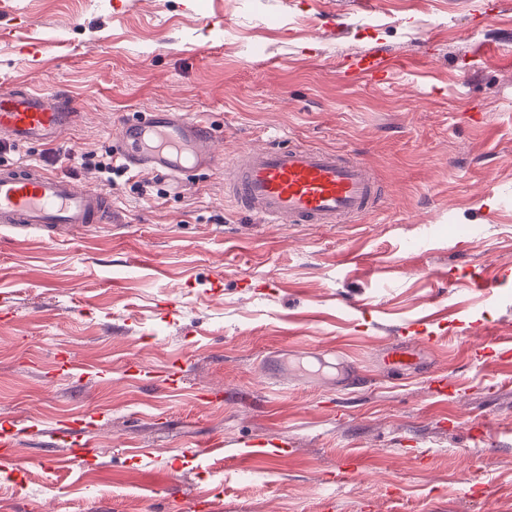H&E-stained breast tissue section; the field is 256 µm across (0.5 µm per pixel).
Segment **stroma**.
<instances>
[{
    "mask_svg": "<svg viewBox=\"0 0 512 512\" xmlns=\"http://www.w3.org/2000/svg\"><path fill=\"white\" fill-rule=\"evenodd\" d=\"M373 50L386 80L342 78ZM1 85L78 114L57 152L11 144L0 166L99 185L81 154L164 107L221 129L226 157L354 155L384 195L352 224H263L223 167L134 172L112 223L0 232V512H512V359L468 358L470 325L512 342V0H0ZM429 314L450 330L426 371L388 374L382 351ZM308 352L330 366L274 376L269 357ZM73 424L92 461L70 459ZM248 441L242 475L224 457Z\"/></svg>",
    "mask_w": 512,
    "mask_h": 512,
    "instance_id": "obj_1",
    "label": "stroma"
}]
</instances>
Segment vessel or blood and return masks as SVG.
Listing matches in <instances>:
<instances>
[{
	"mask_svg": "<svg viewBox=\"0 0 512 512\" xmlns=\"http://www.w3.org/2000/svg\"><path fill=\"white\" fill-rule=\"evenodd\" d=\"M391 62L376 53L349 57L347 74L366 82L384 80ZM72 100L21 87L0 91V141L57 145L74 115ZM218 132L202 120H186L163 108L122 122L112 153L136 172H165L183 179L197 167L214 166ZM224 192L241 210L266 224H349L375 207L382 186L359 158L305 145L247 148L224 167ZM112 195L79 188L64 176L37 164L0 167V226L37 229L56 240L63 229L112 221ZM427 320L411 325L386 350L388 368L404 370L418 363L421 346L433 344ZM478 363L512 356V346L475 344Z\"/></svg>",
	"mask_w": 512,
	"mask_h": 512,
	"instance_id": "b4317fda",
	"label": "vessel or blood"
}]
</instances>
